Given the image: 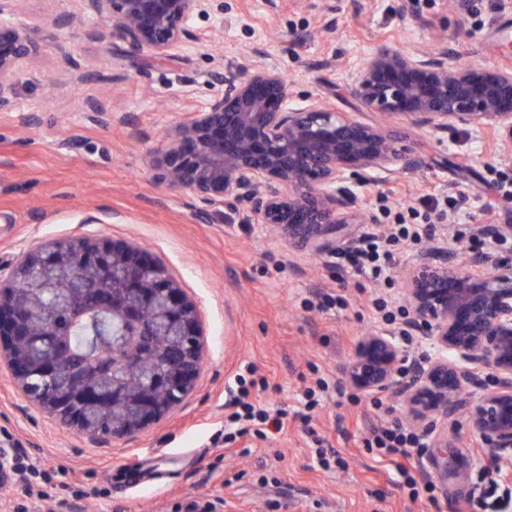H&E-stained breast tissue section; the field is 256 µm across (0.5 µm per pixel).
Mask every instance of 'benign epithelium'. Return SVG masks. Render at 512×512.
Masks as SVG:
<instances>
[{
  "label": "benign epithelium",
  "mask_w": 512,
  "mask_h": 512,
  "mask_svg": "<svg viewBox=\"0 0 512 512\" xmlns=\"http://www.w3.org/2000/svg\"><path fill=\"white\" fill-rule=\"evenodd\" d=\"M135 49L172 50L194 40L188 19L205 0H84ZM30 54L21 27L0 30V111L12 105L18 67ZM224 93L165 139L152 159L155 179L206 205L252 204L258 223L292 244L319 252L359 214L343 212V183L370 172L390 178L422 159L398 146L390 130L313 101L287 105L290 87L280 68L249 72L224 67ZM371 112L401 116L435 132L481 127L512 141V69L461 66L446 46L432 53L380 49L352 80ZM70 279L68 289L55 288ZM417 320L438 356L406 380L405 351L386 333L364 336L347 370L365 392L397 390L411 424L448 417L477 374L494 373V389L467 408L473 431L492 448H512V263L490 256L464 268L452 253H421L404 275ZM99 290L92 309L121 318L132 336H151L159 364L146 358V381L134 389L106 359L74 367L36 358L32 337L43 320L73 312L88 286ZM204 351L196 303L164 263L122 240L72 238L24 255L12 280L0 282V354L14 383L42 409L91 438H119L159 420L194 389Z\"/></svg>",
  "instance_id": "7a95c632"
}]
</instances>
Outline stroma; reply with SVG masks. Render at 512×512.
<instances>
[{
	"label": "stroma",
	"instance_id": "35a3bbf8",
	"mask_svg": "<svg viewBox=\"0 0 512 512\" xmlns=\"http://www.w3.org/2000/svg\"><path fill=\"white\" fill-rule=\"evenodd\" d=\"M188 25L195 40L160 54L129 48L82 0H0V26L25 28L32 44L14 105L0 111V277L48 241H132L181 281L205 333L193 392L123 438L79 435L34 406L0 364V430L47 472L68 468L75 483L57 488L41 512H186L194 501L210 502L212 512H475L470 494L494 451L473 433L467 405L494 388L493 374L481 372L448 417L421 427L426 447L412 462L432 490L415 501L394 463L364 448L372 396L346 378L362 337L385 328L371 299L407 306L403 273L421 246L398 249L386 278L351 276L275 235L248 204L206 208L155 183L149 156L223 91L225 64H273L293 86L290 105L322 97L396 130L424 159L389 184L347 183L348 208L364 219L337 234L332 250L370 224L394 223L406 206L426 212L421 196L433 191L447 199L448 215L431 246L463 263L481 255L512 262V235L477 243L482 225H512V147L474 127L435 134L364 111L350 86L351 73L386 46L411 53L445 44L463 64H512V0H207ZM320 291L346 306L306 308ZM247 363L269 383L257 399L274 409L297 410L299 391L316 378L336 385L310 426L341 465L322 467L294 419L275 439L214 447ZM443 431L450 447H434ZM494 453L512 471V448Z\"/></svg>",
	"mask_w": 512,
	"mask_h": 512
}]
</instances>
